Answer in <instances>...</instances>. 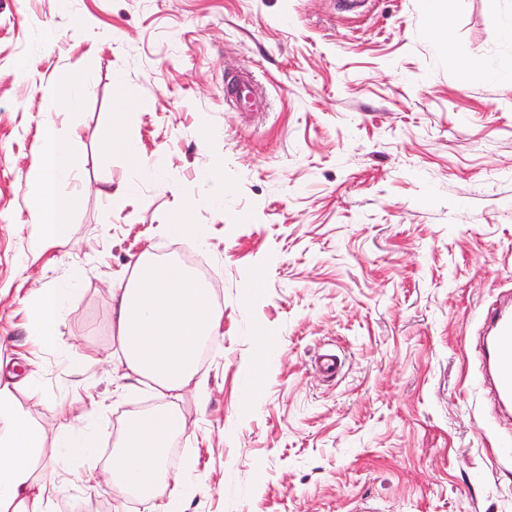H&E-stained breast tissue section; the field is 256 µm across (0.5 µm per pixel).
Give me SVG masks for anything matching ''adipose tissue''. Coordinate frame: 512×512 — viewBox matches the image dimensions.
I'll return each instance as SVG.
<instances>
[{"mask_svg":"<svg viewBox=\"0 0 512 512\" xmlns=\"http://www.w3.org/2000/svg\"><path fill=\"white\" fill-rule=\"evenodd\" d=\"M78 157L69 138L46 131V148L34 162L30 177L37 188L31 218L39 225L42 248L52 247L71 228L82 197L60 191L72 178ZM77 297L69 288H42L31 295L34 312L28 325L34 340L52 346L60 310ZM223 313L209 285L174 261L141 254L135 277L112 292V323L117 328L125 379L150 380L160 392L180 397L198 374L199 353L220 333ZM19 384L0 381V512H52L61 475L106 482L117 496L137 492L145 512H184L193 485L170 476L165 460L173 437L182 429L170 406L129 418L112 455L109 469L83 467L96 445L81 426L61 430L46 443L16 403ZM168 497H161L162 488Z\"/></svg>","mask_w":512,"mask_h":512,"instance_id":"adipose-tissue-1","label":"adipose tissue"}]
</instances>
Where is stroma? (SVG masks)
I'll return each instance as SVG.
<instances>
[{"label":"stroma","instance_id":"35a3bbf8","mask_svg":"<svg viewBox=\"0 0 512 512\" xmlns=\"http://www.w3.org/2000/svg\"><path fill=\"white\" fill-rule=\"evenodd\" d=\"M461 54L512 71V0H454L443 21L428 0L0 6V377L33 376L16 393L33 424L50 439L88 426L103 459L130 415L162 404L110 359L112 289L143 251L179 259L168 227L186 213L206 230L195 253L224 329L200 353L206 402L190 388L175 401L168 465L197 486L185 512H350L363 497L382 512H512V418L476 385L480 314L512 293V82L463 79ZM83 72L79 108L45 111ZM245 77L262 113L224 93ZM121 114L157 165L131 190V160L107 141ZM50 126L73 139L64 189L84 202L44 251L29 170ZM218 164L222 207L196 204ZM76 268L78 296L37 347L28 292ZM324 345L345 361L330 382L313 368ZM103 503L144 512L72 480L53 510Z\"/></svg>","mask_w":512,"mask_h":512}]
</instances>
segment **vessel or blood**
I'll use <instances>...</instances> for the list:
<instances>
[{
	"label": "vessel or blood",
	"mask_w": 512,
	"mask_h": 512,
	"mask_svg": "<svg viewBox=\"0 0 512 512\" xmlns=\"http://www.w3.org/2000/svg\"><path fill=\"white\" fill-rule=\"evenodd\" d=\"M482 362L480 385L490 386L501 413H512V300L491 303L481 318ZM316 371L327 380L342 371V360L335 350L321 349L314 358Z\"/></svg>",
	"instance_id": "obj_1"
}]
</instances>
